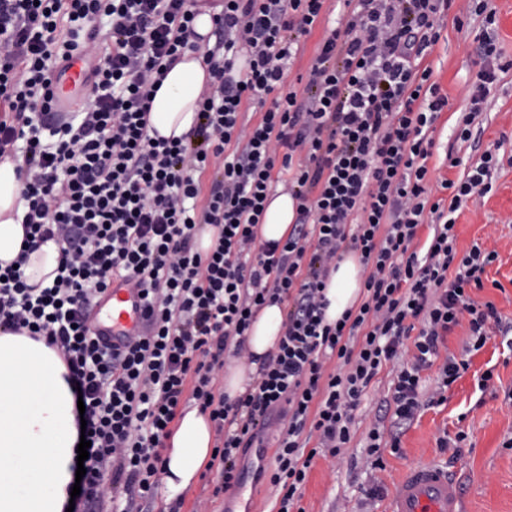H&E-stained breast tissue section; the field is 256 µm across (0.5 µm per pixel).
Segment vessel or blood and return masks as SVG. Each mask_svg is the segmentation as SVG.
I'll return each mask as SVG.
<instances>
[{
	"label": "vessel or blood",
	"instance_id": "vessel-or-blood-1",
	"mask_svg": "<svg viewBox=\"0 0 512 512\" xmlns=\"http://www.w3.org/2000/svg\"><path fill=\"white\" fill-rule=\"evenodd\" d=\"M87 75V65L79 57L73 58L66 68L51 71L52 108L59 112L73 109L88 93ZM144 314V303L135 281L116 280L107 299L94 310V329L117 344L124 336L140 329ZM387 512H466V509L460 488L447 470L432 461H418L408 466L389 499Z\"/></svg>",
	"mask_w": 512,
	"mask_h": 512
}]
</instances>
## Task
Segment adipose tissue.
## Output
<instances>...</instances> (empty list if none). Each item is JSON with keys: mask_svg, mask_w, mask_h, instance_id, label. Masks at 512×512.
Segmentation results:
<instances>
[{"mask_svg": "<svg viewBox=\"0 0 512 512\" xmlns=\"http://www.w3.org/2000/svg\"><path fill=\"white\" fill-rule=\"evenodd\" d=\"M207 78L201 57L185 53L151 103V128L164 137L188 132ZM16 168L12 160L0 161V268L16 258L24 238L19 215L27 204L20 199L22 182ZM295 218L292 196L275 192L259 226L262 239H284ZM363 285L359 255L344 254L326 282L325 322L335 324L356 308ZM284 321L280 304H265L257 312L246 336L251 360L227 368L226 395L234 398L245 392L258 359L277 349ZM67 373L63 360L44 342L0 330V512H66L69 506L78 429ZM213 448L208 416L198 407L185 408L166 442L167 497L181 494L199 479Z\"/></svg>", "mask_w": 512, "mask_h": 512, "instance_id": "obj_1", "label": "adipose tissue"}]
</instances>
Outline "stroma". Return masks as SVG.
I'll return each mask as SVG.
<instances>
[{
    "label": "stroma",
    "instance_id": "stroma-1",
    "mask_svg": "<svg viewBox=\"0 0 512 512\" xmlns=\"http://www.w3.org/2000/svg\"><path fill=\"white\" fill-rule=\"evenodd\" d=\"M496 17L486 25L483 17L466 12V0H455L439 21L440 39L423 60L430 66L432 82L448 97L432 134L434 147L427 160L431 200L449 198L443 179L460 180L485 152H493L497 166L489 193H472L457 213L456 247L472 244L496 250L497 258L482 276L483 289L473 291L477 303L493 302L503 321L512 323V0H486ZM322 26L305 41L304 51L290 72L288 82L302 89L311 60L326 30L345 22L341 0H326ZM493 38L506 67L476 119L469 141L457 139L459 125L470 110L468 89L483 66L479 45ZM468 325L454 328L440 350L441 356L468 357L470 366L449 387H442L438 367L422 373L423 397L437 402L425 408L411 424L399 430L400 450L381 451L383 466L369 470L368 434L377 425L378 408L393 391L394 374L384 369L373 381L354 416L351 441L344 459L317 456L302 489L305 512H386L388 500L409 462H437L457 478L466 512H512V349L502 336L490 337L480 350H473ZM493 377L487 387L479 382L485 372ZM464 434L460 450H440V437ZM216 473L205 482L215 481ZM196 483L173 501L158 497L148 512H272L276 496L268 478L254 487L235 490L227 499H216L204 484ZM380 486L379 496L369 497L371 486Z\"/></svg>",
    "mask_w": 512,
    "mask_h": 512
}]
</instances>
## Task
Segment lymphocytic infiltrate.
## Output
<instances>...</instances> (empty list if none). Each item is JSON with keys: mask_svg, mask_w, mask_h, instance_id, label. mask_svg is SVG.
I'll use <instances>...</instances> for the list:
<instances>
[{"mask_svg": "<svg viewBox=\"0 0 512 512\" xmlns=\"http://www.w3.org/2000/svg\"><path fill=\"white\" fill-rule=\"evenodd\" d=\"M345 30L322 40L304 90L288 88L300 39L324 0H222L213 46L201 47L191 0H0V159L21 157L26 238L17 258L53 240L52 285L34 290L0 270V330L44 340L65 362L85 405L89 457L76 497L83 512H142L165 471L163 451L184 397L215 424V494L235 489L240 454L269 430L276 512H304L301 488L320 450L342 455L375 377L395 365L396 425L423 407L421 373L448 333L468 321L475 348L500 329L477 305L495 251L457 255L455 214L490 192L492 153L465 179L442 180L448 207L430 202L427 159L448 98L421 66L453 0H345ZM211 82L197 124L180 139L150 136L154 93L185 53ZM92 62V98L70 115L43 109L45 76L74 53ZM470 88L460 140L496 79L498 53ZM263 106L248 122V105ZM224 163L203 187L211 159ZM297 202L285 241H259L274 169ZM429 236L415 241L421 227ZM216 235L209 251L196 241ZM368 275L357 311L324 321L323 290L341 253ZM136 278L150 323L119 348L89 316L113 279ZM275 301L285 332L251 390L231 402L216 386L226 351L241 353L255 310ZM337 358L334 373L325 359Z\"/></svg>", "mask_w": 512, "mask_h": 512, "instance_id": "1", "label": "lymphocytic infiltrate"}]
</instances>
